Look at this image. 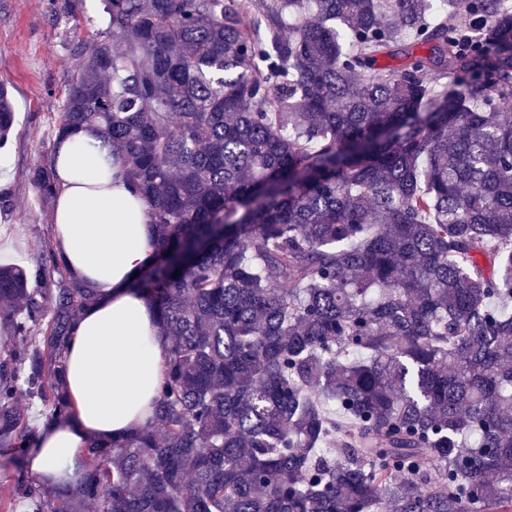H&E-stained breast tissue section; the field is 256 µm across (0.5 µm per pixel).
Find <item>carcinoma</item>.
<instances>
[{
  "label": "carcinoma",
  "mask_w": 512,
  "mask_h": 512,
  "mask_svg": "<svg viewBox=\"0 0 512 512\" xmlns=\"http://www.w3.org/2000/svg\"><path fill=\"white\" fill-rule=\"evenodd\" d=\"M55 139L100 136L159 241L151 421L30 512H512V13L502 0H103ZM476 28L461 31L457 8ZM122 39L125 49L114 51ZM400 59L395 66L383 58ZM14 124L0 85V146ZM58 192L51 162L31 176ZM93 294L0 267V447L71 415Z\"/></svg>",
  "instance_id": "obj_1"
}]
</instances>
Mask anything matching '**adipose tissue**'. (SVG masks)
<instances>
[{
    "instance_id": "1",
    "label": "adipose tissue",
    "mask_w": 512,
    "mask_h": 512,
    "mask_svg": "<svg viewBox=\"0 0 512 512\" xmlns=\"http://www.w3.org/2000/svg\"><path fill=\"white\" fill-rule=\"evenodd\" d=\"M107 151L84 134L59 140L52 153L54 247L96 295L65 351L73 415L42 429L28 463L37 477L65 484L81 474L80 448L149 422L168 360L155 307L130 288L156 250L150 205L123 178L100 180L96 158Z\"/></svg>"
}]
</instances>
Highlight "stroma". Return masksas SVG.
<instances>
[{
	"label": "stroma",
	"mask_w": 512,
	"mask_h": 512,
	"mask_svg": "<svg viewBox=\"0 0 512 512\" xmlns=\"http://www.w3.org/2000/svg\"><path fill=\"white\" fill-rule=\"evenodd\" d=\"M110 29L102 0H0V82L14 109L0 149V191L10 196L0 229L15 246L0 256L2 265L30 266L53 237L54 208L41 203L30 175L53 148L52 119L63 110L79 51Z\"/></svg>",
	"instance_id": "obj_1"
}]
</instances>
